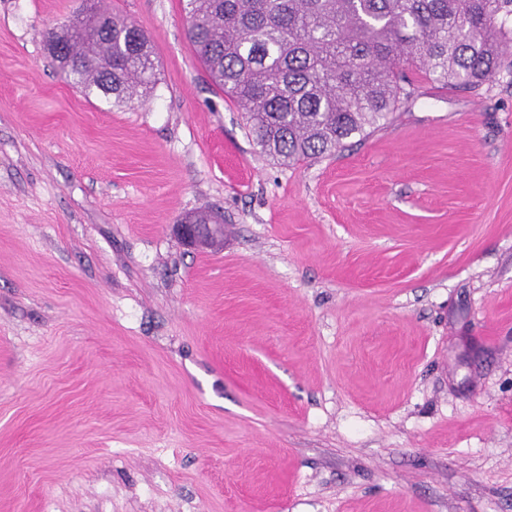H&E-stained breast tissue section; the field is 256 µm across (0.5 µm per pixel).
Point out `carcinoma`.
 <instances>
[{
    "mask_svg": "<svg viewBox=\"0 0 512 512\" xmlns=\"http://www.w3.org/2000/svg\"><path fill=\"white\" fill-rule=\"evenodd\" d=\"M187 36L248 134L284 165L332 154L409 97L411 64L475 92L503 70L512 0H184ZM73 53L66 75L116 102L155 83L150 40L119 16L47 33Z\"/></svg>",
    "mask_w": 512,
    "mask_h": 512,
    "instance_id": "cac0c4a2",
    "label": "carcinoma"
}]
</instances>
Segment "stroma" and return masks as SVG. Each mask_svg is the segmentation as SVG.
Listing matches in <instances>:
<instances>
[{
    "instance_id": "35a3bbf8",
    "label": "stroma",
    "mask_w": 512,
    "mask_h": 512,
    "mask_svg": "<svg viewBox=\"0 0 512 512\" xmlns=\"http://www.w3.org/2000/svg\"><path fill=\"white\" fill-rule=\"evenodd\" d=\"M95 2L143 97L54 66L85 0H0V512H512V74L283 166L181 0ZM58 43L73 53L72 67L65 73L86 97L96 92L119 103L138 95L140 89L146 93L155 83L150 40L124 18L98 14L74 19L60 31L47 33L49 54ZM223 226L214 221L209 224H196L195 220L188 219L184 224L176 225L179 237L189 246L215 245L222 240L220 229Z\"/></svg>"
}]
</instances>
